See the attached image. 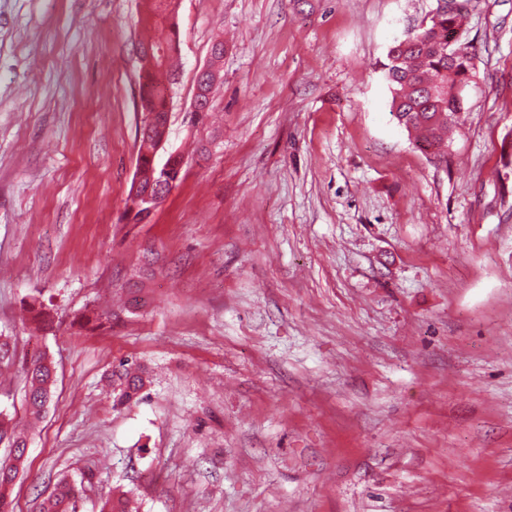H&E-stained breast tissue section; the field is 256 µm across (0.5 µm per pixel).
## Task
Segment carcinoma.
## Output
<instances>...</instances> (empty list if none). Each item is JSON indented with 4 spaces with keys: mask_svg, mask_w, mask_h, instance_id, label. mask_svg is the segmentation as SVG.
<instances>
[{
    "mask_svg": "<svg viewBox=\"0 0 512 512\" xmlns=\"http://www.w3.org/2000/svg\"><path fill=\"white\" fill-rule=\"evenodd\" d=\"M177 0H140L138 23L142 45L163 50V58L141 63L138 96L141 112H166L174 82L159 76L168 72L178 51L180 34L175 22ZM469 12L448 10V0H435V6L420 25L395 41L382 64L391 93V115L397 124L414 134L416 144L439 162H448L449 129L463 110L464 93L475 77L474 57L468 45L448 46V39L464 33ZM217 81L200 74L197 87L203 91L202 112L210 109ZM156 141H140L137 161L145 180L157 175L152 161ZM26 415L35 423L43 418L55 385V371L47 354L37 352L22 363ZM110 395L113 407L140 400L147 379L143 372L125 364L111 373ZM0 445L9 449L0 460V512H14L12 488L23 464L27 439L17 433L12 419L0 417ZM84 485L64 476L52 493L39 505V512H75L73 504Z\"/></svg>",
    "mask_w": 512,
    "mask_h": 512,
    "instance_id": "cac0c4a2",
    "label": "carcinoma"
}]
</instances>
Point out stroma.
Instances as JSON below:
<instances>
[{"mask_svg":"<svg viewBox=\"0 0 512 512\" xmlns=\"http://www.w3.org/2000/svg\"><path fill=\"white\" fill-rule=\"evenodd\" d=\"M434 3L179 0L184 176L124 224L137 0H0V413L34 350L57 378L15 512L89 473L76 512H512V0L469 17L444 165L381 72ZM124 361L150 382L115 409Z\"/></svg>","mask_w":512,"mask_h":512,"instance_id":"obj_1","label":"stroma"}]
</instances>
